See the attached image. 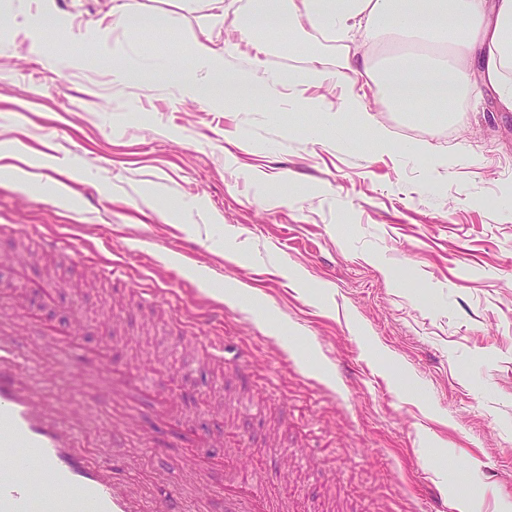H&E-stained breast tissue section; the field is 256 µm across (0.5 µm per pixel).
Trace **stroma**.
I'll return each mask as SVG.
<instances>
[{"mask_svg":"<svg viewBox=\"0 0 512 512\" xmlns=\"http://www.w3.org/2000/svg\"><path fill=\"white\" fill-rule=\"evenodd\" d=\"M138 3L173 22L118 29L125 49L171 56L203 38L205 0ZM339 54L321 38L299 53L246 46L224 66L285 75ZM62 55L79 67L0 49V124L22 131L35 173L0 176V226L15 229L0 234V296L80 322L85 345L108 343L147 388L174 387L201 434L232 426L260 473L315 512H459L460 490L471 512H512V112L488 96L449 121L378 111L393 150L375 157L352 113L315 142L314 113L180 102L168 83L115 82L80 40ZM416 140L430 151L406 159ZM462 148L468 162L427 186L434 154ZM203 277L258 302L222 304ZM177 314L223 337L221 369L187 367ZM59 363L44 388L102 416L89 446L118 442L148 478L154 450L113 429L105 380Z\"/></svg>","mask_w":512,"mask_h":512,"instance_id":"1","label":"stroma"}]
</instances>
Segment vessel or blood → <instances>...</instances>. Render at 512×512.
<instances>
[{
  "label": "vessel or blood",
  "instance_id": "b4317fda",
  "mask_svg": "<svg viewBox=\"0 0 512 512\" xmlns=\"http://www.w3.org/2000/svg\"><path fill=\"white\" fill-rule=\"evenodd\" d=\"M9 302L0 301V512H208L212 485L203 477L197 448L221 446L220 440L184 428L178 443L185 452L182 470L196 477V494L167 493L169 469H153L149 481L132 477L130 463L118 448L83 451L81 437L98 428L76 405L50 397L42 380L57 375L54 353L40 337L55 335L54 327L30 319L19 324L8 313ZM69 352L83 374L108 375L112 401H133L144 407L152 429L166 426L176 412L174 395L142 397V377L113 368L106 348L89 349L71 343ZM241 451L224 452V508L226 512H299L288 490L262 486Z\"/></svg>",
  "mask_w": 512,
  "mask_h": 512
}]
</instances>
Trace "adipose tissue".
<instances>
[{
  "instance_id": "1",
  "label": "adipose tissue",
  "mask_w": 512,
  "mask_h": 512,
  "mask_svg": "<svg viewBox=\"0 0 512 512\" xmlns=\"http://www.w3.org/2000/svg\"><path fill=\"white\" fill-rule=\"evenodd\" d=\"M25 33L23 48L46 70L59 68V43L81 39L89 50L111 56L117 80L173 82L179 96L204 103L238 106L260 96L273 101L280 87H289L290 105L301 112H318L326 127H339L347 112L361 113L373 150L391 148L390 133L377 124L369 101L377 99L395 112L419 104L436 112L456 109L470 90L482 88L495 98L501 111L512 112V0H266L262 22L270 33L285 30L290 44L306 47L313 36L334 41L343 51L335 69L315 65L289 76L227 72L224 58L238 51L240 43L266 53L269 45L255 39L256 24L241 23L239 40L216 46L213 40L194 41L186 59L133 55L111 45L115 29L138 23L146 28L165 25L161 16L139 13L135 0L113 7L111 20L83 19L81 12L61 10L56 0H0ZM454 29L445 44L426 41L427 33ZM53 42H46L45 34ZM385 34L398 44L381 68L360 57L358 38ZM312 86L342 91V108L324 109L320 99L307 96Z\"/></svg>"
}]
</instances>
